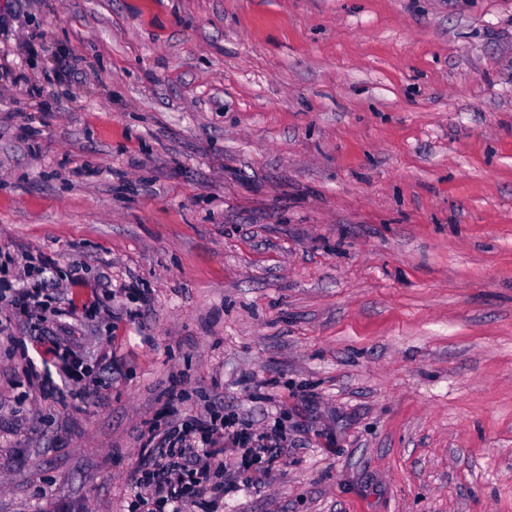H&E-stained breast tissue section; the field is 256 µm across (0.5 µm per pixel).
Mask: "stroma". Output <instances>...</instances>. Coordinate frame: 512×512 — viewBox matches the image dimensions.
<instances>
[{
  "label": "stroma",
  "instance_id": "stroma-1",
  "mask_svg": "<svg viewBox=\"0 0 512 512\" xmlns=\"http://www.w3.org/2000/svg\"><path fill=\"white\" fill-rule=\"evenodd\" d=\"M3 56L0 512L213 407L288 450L209 512H512V0H0Z\"/></svg>",
  "mask_w": 512,
  "mask_h": 512
}]
</instances>
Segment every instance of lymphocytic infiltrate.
Wrapping results in <instances>:
<instances>
[{"label": "lymphocytic infiltrate", "instance_id": "lymphocytic-infiltrate-1", "mask_svg": "<svg viewBox=\"0 0 512 512\" xmlns=\"http://www.w3.org/2000/svg\"><path fill=\"white\" fill-rule=\"evenodd\" d=\"M247 428L218 413L169 428L152 424L131 480L133 512H197L216 495L233 491L234 480L265 472L276 447L252 448ZM228 483H219L222 475Z\"/></svg>", "mask_w": 512, "mask_h": 512}]
</instances>
